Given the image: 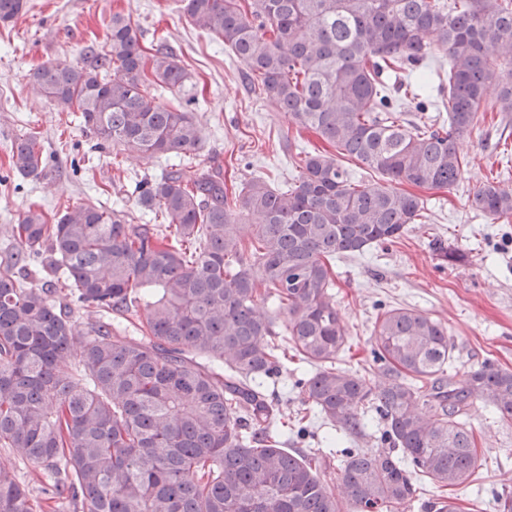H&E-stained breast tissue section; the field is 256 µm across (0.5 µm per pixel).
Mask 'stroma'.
<instances>
[{"mask_svg":"<svg viewBox=\"0 0 512 512\" xmlns=\"http://www.w3.org/2000/svg\"><path fill=\"white\" fill-rule=\"evenodd\" d=\"M130 14L144 44L164 40L190 81L203 95L194 112L202 130L198 162L223 165L226 184L241 187L254 176L288 187L296 174L292 160L304 148L287 113L278 110L243 77L244 66L224 45L194 28L178 0H27L15 22L0 24V252L13 224L32 205L48 214L84 203L122 208L133 222L141 215L129 180L159 172L165 158L122 155L113 166L95 149L75 113L29 93L28 75L41 63H76L81 49L107 40L114 11ZM41 132L43 146L61 172L53 183L11 175L8 148L29 129ZM468 164L452 190H422L429 222L410 225L395 242L364 255L337 258L336 307L354 339L353 355L372 382V331L380 309L409 306L447 327L459 357L458 375L490 360L512 369V222L491 221L473 210L469 197L484 182L501 178L512 188V119L495 116L460 145ZM460 249L464 262L449 265L432 240ZM470 423L481 436L489 462L477 486L456 495L473 512H496L493 495L512 487V421L474 404ZM0 466L15 472L39 505L38 512H80L57 495L52 480L34 464L0 447Z\"/></svg>","mask_w":512,"mask_h":512,"instance_id":"stroma-1","label":"stroma"}]
</instances>
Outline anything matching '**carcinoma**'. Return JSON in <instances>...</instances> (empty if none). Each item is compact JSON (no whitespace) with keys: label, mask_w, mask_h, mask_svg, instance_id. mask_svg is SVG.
Wrapping results in <instances>:
<instances>
[{"label":"carcinoma","mask_w":512,"mask_h":512,"mask_svg":"<svg viewBox=\"0 0 512 512\" xmlns=\"http://www.w3.org/2000/svg\"><path fill=\"white\" fill-rule=\"evenodd\" d=\"M191 24L224 42L252 82L299 130L380 173L352 180L323 151H302L292 186L261 177L238 193L224 175L185 160L202 148L194 113L155 103L150 87H194L167 44L146 47L140 27L112 13L105 45L77 65L29 73L35 96L80 113L96 148L174 157L134 181L137 205L162 219L132 224L103 206L51 219L30 207L0 262V447L41 467L81 512H406L417 482L448 492L436 512H463L453 492L474 481L484 455L469 423L480 402L512 421V370L490 361L460 382L448 328L408 307L373 328L385 381L340 368L351 336L332 289L336 257L362 255L427 220L415 188L450 190L458 142L483 121L488 88L512 112V0H181ZM26 0H0L8 24ZM448 53V87L425 71ZM417 108L437 94L446 117L407 126L387 78ZM23 177L55 173L38 133L11 145ZM491 221L512 218V190L491 181L471 198ZM263 300L288 311L257 308ZM300 403L277 394L288 361ZM350 448L339 487L321 479L316 437L370 436ZM13 471L0 467V512H36Z\"/></svg>","instance_id":"carcinoma-1"}]
</instances>
